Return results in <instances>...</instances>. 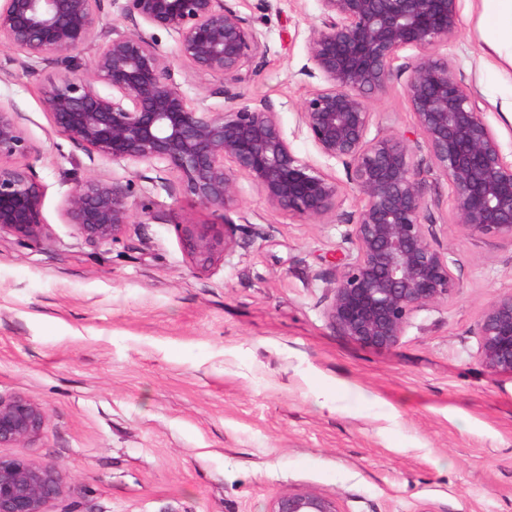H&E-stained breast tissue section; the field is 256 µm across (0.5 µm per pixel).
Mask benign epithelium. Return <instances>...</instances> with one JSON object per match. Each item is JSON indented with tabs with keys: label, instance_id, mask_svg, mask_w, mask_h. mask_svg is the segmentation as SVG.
Here are the masks:
<instances>
[{
	"label": "benign epithelium",
	"instance_id": "benign-epithelium-1",
	"mask_svg": "<svg viewBox=\"0 0 512 512\" xmlns=\"http://www.w3.org/2000/svg\"><path fill=\"white\" fill-rule=\"evenodd\" d=\"M99 0H0V44L29 61L52 58L56 77L42 88L57 132L91 157L165 163L186 195L224 212L222 224H182L191 262L206 270L234 240L227 228L246 176L278 212L321 221L336 212V180L300 158L278 112L266 103L220 111L192 104L176 83L156 37H174L176 56L194 69L241 79L260 45L249 18L224 0H125L128 31L99 33L93 76L80 74ZM319 24L307 52L322 85L302 101L300 118L317 152L341 163L363 202L349 240L354 255L335 264L327 321L356 343L377 350L398 344L413 313L448 302L461 289L430 213L426 179L402 135L370 136L373 100L384 91L400 52L422 53L407 97L432 171L453 188V223L470 238L512 243V160H507L478 101L448 59L429 51L458 27L459 0H319ZM111 89L103 93L97 84ZM34 151L18 113L0 106V231L33 240L45 226V187L20 159ZM130 185L95 176L64 195L61 214L85 241L102 246L134 223ZM479 363L512 375V292L493 297L477 323ZM45 409L24 396L0 397V447L38 437ZM69 491L59 469L0 454V512H47ZM270 512H340L313 491H286Z\"/></svg>",
	"mask_w": 512,
	"mask_h": 512
}]
</instances>
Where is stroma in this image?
Returning a JSON list of instances; mask_svg holds the SVG:
<instances>
[{
  "label": "stroma",
  "instance_id": "obj_1",
  "mask_svg": "<svg viewBox=\"0 0 512 512\" xmlns=\"http://www.w3.org/2000/svg\"><path fill=\"white\" fill-rule=\"evenodd\" d=\"M261 45L243 79L195 70L157 32L195 104H272L296 154L336 179L320 223L271 208L247 179L235 246L208 270L190 261L182 224L220 213L184 194L166 164L106 162L61 137L42 100L53 62L26 68L0 46V105L21 114L46 193L34 241L0 233V396L46 411L41 435L11 452L58 467L72 487L48 512H269L286 490L333 497L340 512H512V375L476 358L492 297L512 291V243L453 225V191L430 182L462 289L415 312L397 346L363 347L324 317L337 258L362 202L341 163L319 155L299 120L321 84L307 75L319 0H224ZM483 0H461L448 58L512 152V48L493 46ZM417 50L401 52L372 110L374 131L404 133ZM95 175L130 185L123 236L93 247L61 216L64 193Z\"/></svg>",
  "mask_w": 512,
  "mask_h": 512
}]
</instances>
